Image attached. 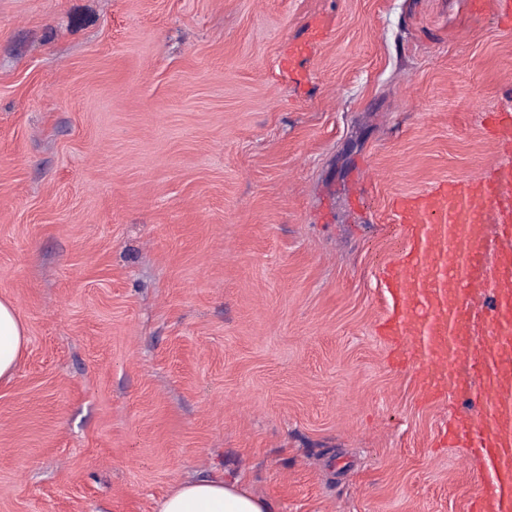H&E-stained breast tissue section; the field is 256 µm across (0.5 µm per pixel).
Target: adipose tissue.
I'll use <instances>...</instances> for the list:
<instances>
[{
  "mask_svg": "<svg viewBox=\"0 0 512 512\" xmlns=\"http://www.w3.org/2000/svg\"><path fill=\"white\" fill-rule=\"evenodd\" d=\"M27 342L13 305L0 300V382L11 380ZM157 512H276L273 500L217 475L183 483L159 501Z\"/></svg>",
  "mask_w": 512,
  "mask_h": 512,
  "instance_id": "ef3b65f1",
  "label": "adipose tissue"
}]
</instances>
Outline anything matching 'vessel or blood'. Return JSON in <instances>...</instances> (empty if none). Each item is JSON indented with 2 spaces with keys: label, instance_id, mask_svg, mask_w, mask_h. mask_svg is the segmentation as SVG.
<instances>
[{
  "label": "vessel or blood",
  "instance_id": "1",
  "mask_svg": "<svg viewBox=\"0 0 512 512\" xmlns=\"http://www.w3.org/2000/svg\"><path fill=\"white\" fill-rule=\"evenodd\" d=\"M396 208L405 247L385 271L396 308L385 334L425 399L463 407L448 442L485 463L472 512H512V168Z\"/></svg>",
  "mask_w": 512,
  "mask_h": 512
}]
</instances>
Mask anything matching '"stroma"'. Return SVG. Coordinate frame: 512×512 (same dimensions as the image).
Here are the masks:
<instances>
[{
  "instance_id": "35a3bbf8",
  "label": "stroma",
  "mask_w": 512,
  "mask_h": 512,
  "mask_svg": "<svg viewBox=\"0 0 512 512\" xmlns=\"http://www.w3.org/2000/svg\"><path fill=\"white\" fill-rule=\"evenodd\" d=\"M471 0H0V512H470L380 326L393 202L512 165ZM27 342L26 330L13 305L0 300V382L14 376ZM156 512H277L270 498L256 497L224 475L182 483L158 502Z\"/></svg>"
}]
</instances>
